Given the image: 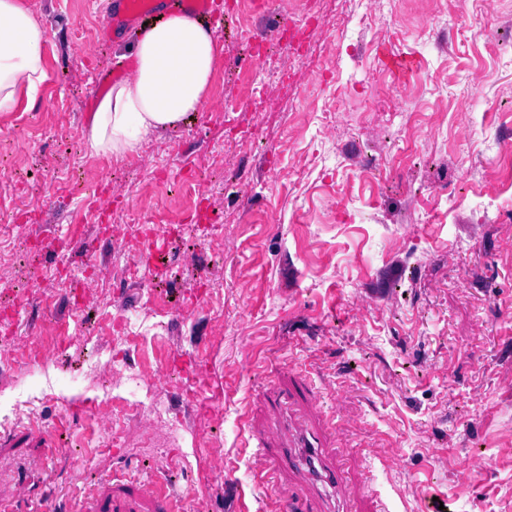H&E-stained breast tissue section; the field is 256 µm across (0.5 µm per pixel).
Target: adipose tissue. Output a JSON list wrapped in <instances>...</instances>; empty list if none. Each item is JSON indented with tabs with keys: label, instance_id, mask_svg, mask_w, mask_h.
Returning <instances> with one entry per match:
<instances>
[{
	"label": "adipose tissue",
	"instance_id": "ef3b65f1",
	"mask_svg": "<svg viewBox=\"0 0 512 512\" xmlns=\"http://www.w3.org/2000/svg\"><path fill=\"white\" fill-rule=\"evenodd\" d=\"M44 41L28 10L17 0H0V112L15 106L18 93H38L46 79ZM133 55V76L100 99L89 128L92 148L116 157L198 111L218 61L213 34L183 16L152 24L139 35Z\"/></svg>",
	"mask_w": 512,
	"mask_h": 512
}]
</instances>
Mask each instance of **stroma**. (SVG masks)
I'll use <instances>...</instances> for the list:
<instances>
[{
    "label": "stroma",
    "instance_id": "stroma-1",
    "mask_svg": "<svg viewBox=\"0 0 512 512\" xmlns=\"http://www.w3.org/2000/svg\"><path fill=\"white\" fill-rule=\"evenodd\" d=\"M47 33L46 79L32 100L0 112V214L18 224L5 243L16 291L42 292L46 313L21 314L5 342L0 393L32 402L34 415L0 420V501L10 512H77L103 479H155L210 512H277L274 482L247 446L265 389L289 369L313 385L347 389L339 455L369 475L356 496L382 512H498L512 496V0H318L295 58L267 49L250 72L261 95L225 110L263 28L291 13L229 19L216 32L218 63L205 114L144 141L120 158L92 152L91 71L127 55L99 45L95 0H19ZM492 22L493 39L479 35ZM406 54L397 78L377 51ZM349 88L345 111L325 79ZM356 140L378 158L361 173L342 150ZM201 183L195 200L185 185ZM218 235L170 240L171 275L113 243L108 221L169 224L192 212ZM66 232L37 250L44 225ZM82 278L89 314L78 319L58 277ZM374 303L359 310L358 298ZM127 321L128 364H167L158 394L184 435L167 456L131 386L112 402L122 438L95 418L102 395L82 364L81 338ZM251 337L241 345V337ZM60 351L48 375L23 347ZM206 388L193 405L172 382ZM397 449L393 465L378 446ZM228 472L216 481L211 452ZM481 455L482 471L459 468Z\"/></svg>",
    "mask_w": 512,
    "mask_h": 512
}]
</instances>
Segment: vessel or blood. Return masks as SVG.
<instances>
[{"label":"vessel or blood","instance_id":"1","mask_svg":"<svg viewBox=\"0 0 512 512\" xmlns=\"http://www.w3.org/2000/svg\"><path fill=\"white\" fill-rule=\"evenodd\" d=\"M102 18L100 36L109 42L131 36L144 24L172 13L201 21L210 29L224 26L229 9L225 0H99ZM132 72L130 58H122L112 67L98 72L96 88H104ZM345 407L347 390L326 394L301 375L289 373L287 384H273L265 393L271 409L268 419L252 427L256 469L279 476L283 493L280 512H348V482L340 469L326 433L355 431L357 420L336 423L325 410L327 400ZM89 512H184L181 502L173 500L150 482L139 484L135 492H101L90 504Z\"/></svg>","mask_w":512,"mask_h":512}]
</instances>
